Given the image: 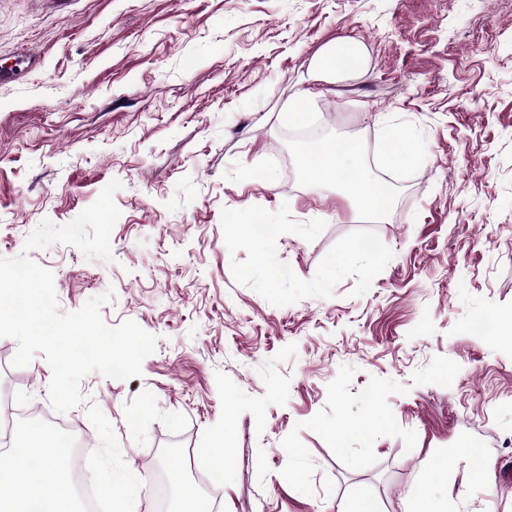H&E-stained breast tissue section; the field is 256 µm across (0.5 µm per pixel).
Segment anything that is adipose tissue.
Returning a JSON list of instances; mask_svg holds the SVG:
<instances>
[{
	"instance_id": "ef3b65f1",
	"label": "adipose tissue",
	"mask_w": 512,
	"mask_h": 512,
	"mask_svg": "<svg viewBox=\"0 0 512 512\" xmlns=\"http://www.w3.org/2000/svg\"><path fill=\"white\" fill-rule=\"evenodd\" d=\"M356 153L349 142L324 147L310 164L312 176L321 183H345L360 211L380 216L390 204L391 191L354 172ZM66 452L61 439L35 429L9 453H1L0 512H77L71 480L62 467Z\"/></svg>"
}]
</instances>
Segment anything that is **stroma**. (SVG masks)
<instances>
[{"label":"stroma","instance_id":"1","mask_svg":"<svg viewBox=\"0 0 512 512\" xmlns=\"http://www.w3.org/2000/svg\"><path fill=\"white\" fill-rule=\"evenodd\" d=\"M360 68L320 75L336 39ZM393 180L380 220L318 184L286 113ZM416 156L390 167L386 138ZM119 180L111 260L25 250ZM52 272L60 312L155 336L141 376L93 371L64 413L97 484H197L225 435L220 512H404L443 456L448 512H512V0H0V258ZM0 387L49 404L43 353ZM481 448L472 483L456 448ZM225 441L224 435H220L216 437L210 447L202 449V455L209 462L212 469H214L217 473L224 476V471L226 470V456H225Z\"/></svg>","mask_w":512,"mask_h":512}]
</instances>
